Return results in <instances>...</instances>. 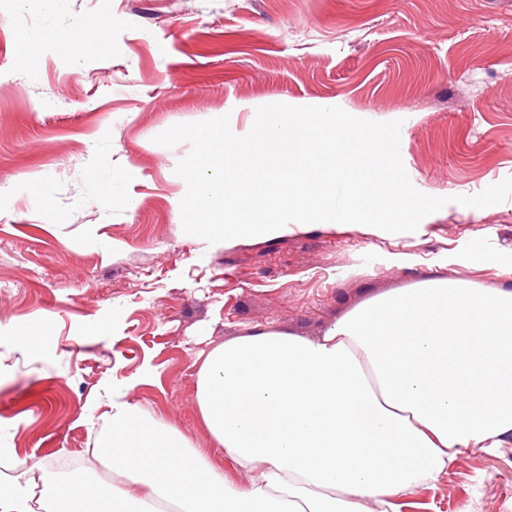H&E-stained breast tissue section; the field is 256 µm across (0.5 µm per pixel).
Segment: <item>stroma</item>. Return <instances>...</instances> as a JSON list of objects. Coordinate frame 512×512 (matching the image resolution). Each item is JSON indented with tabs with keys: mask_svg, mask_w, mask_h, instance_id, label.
<instances>
[{
	"mask_svg": "<svg viewBox=\"0 0 512 512\" xmlns=\"http://www.w3.org/2000/svg\"><path fill=\"white\" fill-rule=\"evenodd\" d=\"M38 11L0 0V474H88L116 384L210 450L196 373L226 339L314 336L431 278L512 289V197L452 201L424 235L314 225L210 244L176 207L189 144L154 141L223 115L241 132L270 104L338 106L401 121L422 193L477 194L512 176V0H70L53 24L84 28L77 61L25 41ZM101 167L135 206L97 193ZM401 512H512V444L459 457Z\"/></svg>",
	"mask_w": 512,
	"mask_h": 512,
	"instance_id": "obj_1",
	"label": "stroma"
}]
</instances>
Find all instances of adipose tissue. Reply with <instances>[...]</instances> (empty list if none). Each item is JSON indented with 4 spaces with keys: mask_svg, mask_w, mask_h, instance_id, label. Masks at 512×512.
<instances>
[{
    "mask_svg": "<svg viewBox=\"0 0 512 512\" xmlns=\"http://www.w3.org/2000/svg\"><path fill=\"white\" fill-rule=\"evenodd\" d=\"M195 400L232 482L175 428L112 393L90 475L0 478V512H398L463 455L512 442V290L448 278L375 295L314 337L215 345Z\"/></svg>",
    "mask_w": 512,
    "mask_h": 512,
    "instance_id": "ef3b65f1",
    "label": "adipose tissue"
}]
</instances>
